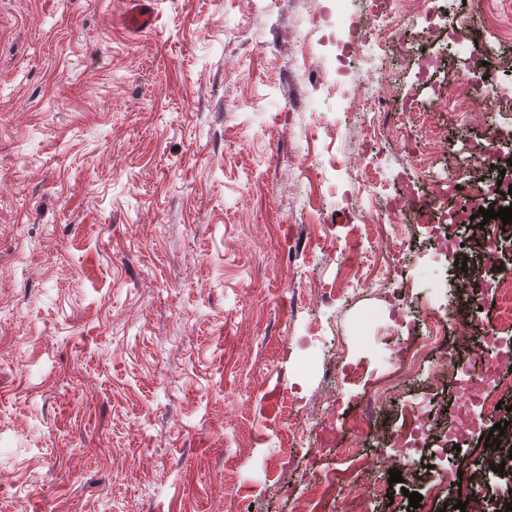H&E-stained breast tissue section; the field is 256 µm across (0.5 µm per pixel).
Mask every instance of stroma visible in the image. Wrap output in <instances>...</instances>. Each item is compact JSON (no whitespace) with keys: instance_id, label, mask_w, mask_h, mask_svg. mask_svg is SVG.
I'll return each instance as SVG.
<instances>
[{"instance_id":"35a3bbf8","label":"stroma","mask_w":512,"mask_h":512,"mask_svg":"<svg viewBox=\"0 0 512 512\" xmlns=\"http://www.w3.org/2000/svg\"><path fill=\"white\" fill-rule=\"evenodd\" d=\"M375 4L154 0L136 33L124 0H0V512H415L411 491L454 512L428 457L388 481L408 412L459 403L397 361L431 313L471 373L493 361L512 257L462 280L387 204L435 189L413 143L454 196L476 148L512 177V111L439 112L421 139L405 100L481 72L395 17L441 67L392 61L374 125L350 119L349 20ZM491 291L497 299L499 318L512 324V276L498 278L492 284Z\"/></svg>"}]
</instances>
